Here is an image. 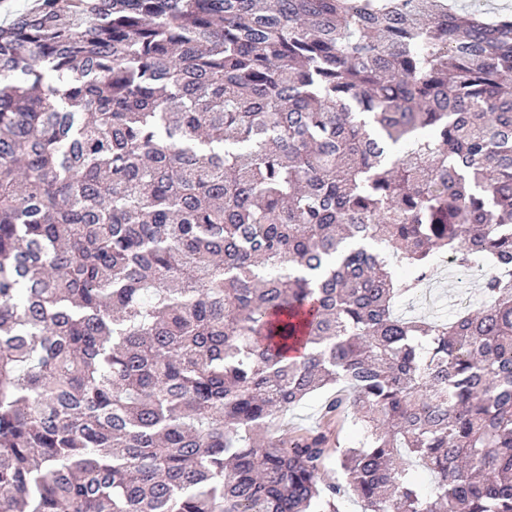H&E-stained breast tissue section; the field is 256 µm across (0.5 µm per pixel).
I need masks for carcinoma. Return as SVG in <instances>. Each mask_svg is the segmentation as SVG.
Returning a JSON list of instances; mask_svg holds the SVG:
<instances>
[{"mask_svg":"<svg viewBox=\"0 0 512 512\" xmlns=\"http://www.w3.org/2000/svg\"><path fill=\"white\" fill-rule=\"evenodd\" d=\"M511 76L445 0L0 25V512H512ZM436 251L481 307L395 316ZM337 390L332 388L323 391L288 411L280 423L278 434L288 437L294 428L314 429L319 421L322 404L336 395Z\"/></svg>","mask_w":512,"mask_h":512,"instance_id":"carcinoma-1","label":"carcinoma"}]
</instances>
